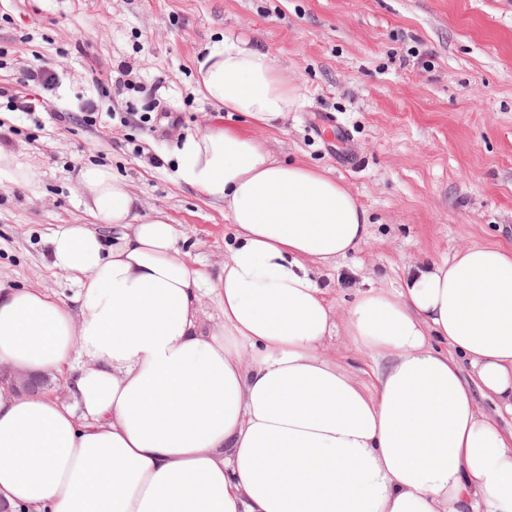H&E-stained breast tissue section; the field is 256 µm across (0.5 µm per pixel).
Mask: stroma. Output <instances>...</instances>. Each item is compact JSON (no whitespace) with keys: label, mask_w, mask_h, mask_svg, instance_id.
<instances>
[{"label":"stroma","mask_w":512,"mask_h":512,"mask_svg":"<svg viewBox=\"0 0 512 512\" xmlns=\"http://www.w3.org/2000/svg\"><path fill=\"white\" fill-rule=\"evenodd\" d=\"M227 34L268 51L301 97L249 133L335 178L368 213L367 243L318 277L337 310L400 287L415 264L512 246V0H0V87L25 65L58 75L30 115L0 99V141L36 178L0 184L1 288L75 293L45 239L86 223L77 172L88 164L124 178L143 213L168 215L192 265L221 273L233 241L224 204L178 183L175 167L184 138L216 121L193 59ZM126 65L129 86L103 80ZM87 100L102 114L93 127Z\"/></svg>","instance_id":"35a3bbf8"}]
</instances>
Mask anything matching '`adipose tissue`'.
<instances>
[{
  "label": "adipose tissue",
  "mask_w": 512,
  "mask_h": 512,
  "mask_svg": "<svg viewBox=\"0 0 512 512\" xmlns=\"http://www.w3.org/2000/svg\"><path fill=\"white\" fill-rule=\"evenodd\" d=\"M216 108L265 125L300 96L269 52L226 36L195 59ZM176 176L235 227L211 279L107 166L46 239L71 300L0 288V363L67 400L0 388V500L13 512H512V249L428 261L336 314L314 274L368 215L328 175L230 127L187 137ZM224 321L205 325L204 292ZM341 332L367 381L326 346ZM385 366H376V359ZM493 413H486L483 402Z\"/></svg>",
  "instance_id": "1"
}]
</instances>
